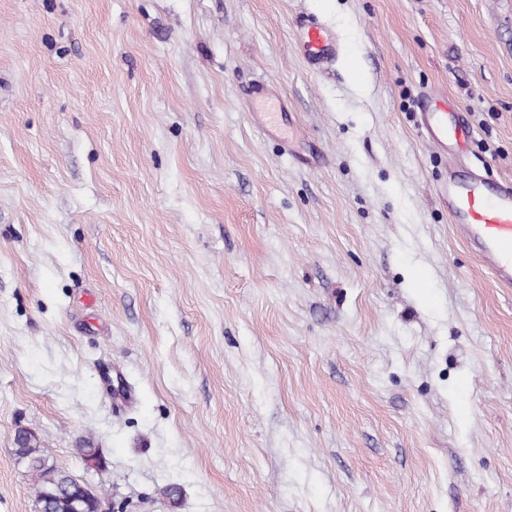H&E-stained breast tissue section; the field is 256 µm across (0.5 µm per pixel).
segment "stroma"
<instances>
[{"mask_svg": "<svg viewBox=\"0 0 512 512\" xmlns=\"http://www.w3.org/2000/svg\"><path fill=\"white\" fill-rule=\"evenodd\" d=\"M425 92L512 179V0H0V512L21 426L105 512H512V288ZM301 52L312 66H322L340 54L341 45L336 33L318 18L301 24ZM444 108L424 110L417 112L415 127L419 135L432 147L446 154L449 158L451 152L458 143V139L464 137V131L458 124L448 127V112H457L458 107L448 98L443 96ZM448 164V177L434 192L448 207L457 232L481 259L493 278L512 287V180L490 187L482 179L462 178Z\"/></svg>", "mask_w": 512, "mask_h": 512, "instance_id": "stroma-1", "label": "stroma"}]
</instances>
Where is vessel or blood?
I'll return each instance as SVG.
<instances>
[{"label": "vessel or blood", "mask_w": 512, "mask_h": 512, "mask_svg": "<svg viewBox=\"0 0 512 512\" xmlns=\"http://www.w3.org/2000/svg\"><path fill=\"white\" fill-rule=\"evenodd\" d=\"M301 52L312 66L327 64L341 51L335 32L313 18L302 23ZM453 101L444 107L419 112L415 127L432 147L451 154L464 135L461 126L449 125L448 115L456 111ZM434 192L448 207V216L457 232L481 259L493 278L512 287V180L495 185L449 171Z\"/></svg>", "instance_id": "1"}]
</instances>
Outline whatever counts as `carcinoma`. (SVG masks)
Masks as SVG:
<instances>
[{
    "label": "carcinoma",
    "instance_id": "carcinoma-1",
    "mask_svg": "<svg viewBox=\"0 0 512 512\" xmlns=\"http://www.w3.org/2000/svg\"><path fill=\"white\" fill-rule=\"evenodd\" d=\"M13 453L35 482L39 512H94L93 499L68 469L58 467L52 483L43 480L42 465L48 456L37 434L17 429Z\"/></svg>",
    "mask_w": 512,
    "mask_h": 512
}]
</instances>
